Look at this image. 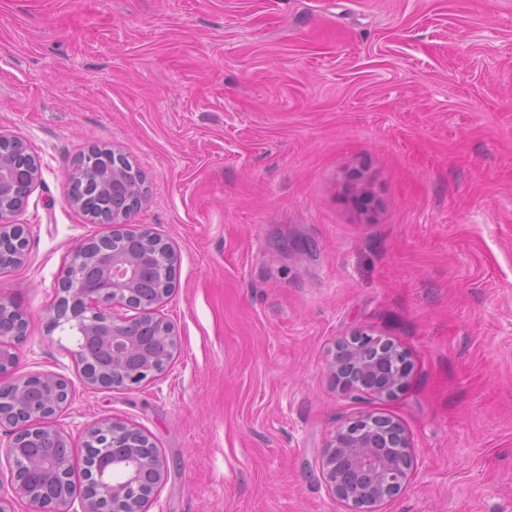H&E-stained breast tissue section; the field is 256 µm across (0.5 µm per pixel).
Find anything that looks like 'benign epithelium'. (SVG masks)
<instances>
[{
    "label": "benign epithelium",
    "mask_w": 512,
    "mask_h": 512,
    "mask_svg": "<svg viewBox=\"0 0 512 512\" xmlns=\"http://www.w3.org/2000/svg\"><path fill=\"white\" fill-rule=\"evenodd\" d=\"M18 177L10 160L0 156V236L17 229L14 217L40 178L34 157H29L24 175L26 189L17 195L11 187ZM145 193L143 188L127 190L125 201L113 207L112 216L100 215L98 220L127 223L130 211L126 207L139 204ZM171 268L167 263L155 271L131 255L115 252L100 259L92 241L72 249L71 265L50 307L51 326L67 324L83 335L104 337L112 355L109 372L90 366L94 359L86 344L72 352L88 384L134 387L143 375L162 373L168 357H152L145 364L133 362L131 357L139 352L134 328L146 320L159 326L164 343L177 344L170 324L155 316V306L136 303L142 291L158 303L168 297L174 287ZM16 341V336L0 335V375L16 365ZM329 368L344 391L391 400L406 386L409 363L397 345L361 329L336 343ZM41 378L45 384L43 405L26 402L27 379L21 378L11 384L15 406L0 408V425L6 423L14 429L4 449L12 463L11 493H5L0 485V512H14L13 500L17 498L26 499L33 512H72L77 501L80 512H101L104 499L112 502V512H145L167 478L165 457L138 429L104 421L86 433L102 452L88 465L85 484L76 485L70 470L69 438L53 424L68 401V384L54 374ZM409 447L404 430L386 416L366 412L340 424L322 456V474L329 492L350 506V512H377V507L396 496L408 480L412 469Z\"/></svg>",
    "instance_id": "benign-epithelium-1"
}]
</instances>
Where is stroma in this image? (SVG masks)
Listing matches in <instances>:
<instances>
[{
  "instance_id": "1",
  "label": "stroma",
  "mask_w": 512,
  "mask_h": 512,
  "mask_svg": "<svg viewBox=\"0 0 512 512\" xmlns=\"http://www.w3.org/2000/svg\"><path fill=\"white\" fill-rule=\"evenodd\" d=\"M0 132L41 165L0 270L12 376L68 380L75 479L112 419L168 462L147 512H349L322 455L369 411L413 460L380 512H512V0H0ZM93 145L141 170L128 222L177 257L178 345L135 387L88 384L49 321L73 246L111 231L69 200ZM359 329L408 354L395 399L329 372Z\"/></svg>"
}]
</instances>
